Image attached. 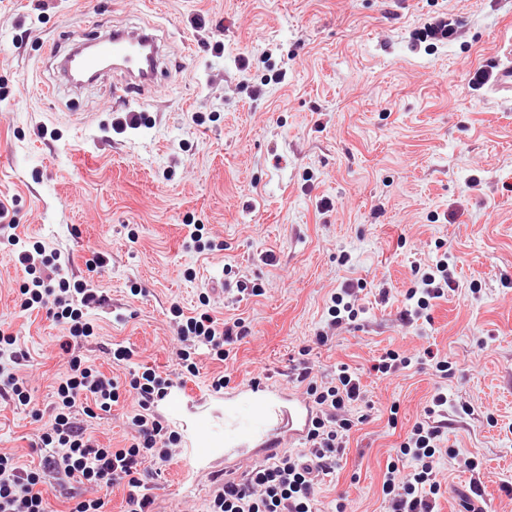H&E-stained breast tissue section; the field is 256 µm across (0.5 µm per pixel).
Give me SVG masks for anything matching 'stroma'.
<instances>
[{"label":"stroma","instance_id":"stroma-1","mask_svg":"<svg viewBox=\"0 0 512 512\" xmlns=\"http://www.w3.org/2000/svg\"><path fill=\"white\" fill-rule=\"evenodd\" d=\"M0 0V203L26 243L70 256L71 280L99 288L89 320L88 365L125 377L130 366L172 375L193 408L173 430L204 415L224 441L231 384L287 383L288 359L327 318L331 294L365 282L359 328L312 346L318 373L345 364L369 402L349 435L343 467L324 478L320 512H386L381 486L407 432L436 393L447 405L440 445L439 512H465L477 484L490 512H512V98L474 81L512 37V0ZM462 22L447 43L418 41L431 18ZM224 43L215 56L191 24ZM154 27L162 72L143 95L149 123L117 130L112 93L121 70L74 92L56 68L67 36ZM327 207H320V200ZM205 225L223 250L200 253L187 222ZM16 248L0 237V329L30 355L20 367L30 406L0 405V450L37 465L54 383L67 371L65 334L45 311L21 310ZM107 263L89 270L92 254ZM454 264L456 288L410 326L399 315L411 266ZM261 283L235 300L223 283ZM141 295H131V288ZM389 289L380 302V289ZM241 317L253 334L223 362L202 357L178 375L169 308ZM134 356L115 365L106 346ZM437 352L455 368L442 379L423 362ZM395 350L411 360L393 375L373 369ZM134 410L120 399L89 422L101 445H127ZM232 448L195 463L188 448L154 483L155 512H204L209 476L240 467Z\"/></svg>","mask_w":512,"mask_h":512}]
</instances>
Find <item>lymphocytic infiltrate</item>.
Returning <instances> with one entry per match:
<instances>
[{
	"label": "lymphocytic infiltrate",
	"mask_w": 512,
	"mask_h": 512,
	"mask_svg": "<svg viewBox=\"0 0 512 512\" xmlns=\"http://www.w3.org/2000/svg\"><path fill=\"white\" fill-rule=\"evenodd\" d=\"M17 261L26 274L18 288L20 306L45 310L49 318L65 327L60 350L69 373L57 384L49 429L31 445L38 465H20L13 454L0 451V512H50L48 494L52 491L67 500L68 512H105L100 492L117 486L126 491L125 512H153L151 482L178 454L181 444L180 435L169 430L155 412L169 394L171 378L147 368L132 371L121 381L92 369L78 349L80 341L94 333L87 312L104 303L103 293L84 283H70V258L47 253L44 246L20 250ZM412 274L414 280L405 293L407 306L400 314L406 326L424 316L432 300L446 297L455 288L444 258L432 267L414 266ZM363 288V283L349 282L332 295L330 318L316 334L315 344L326 345L337 330L352 327ZM170 313L180 343L175 361L185 374L198 373L200 350L223 362L251 334L249 323L240 317L222 321L206 310L188 316L176 304ZM15 344V335L1 329L0 353L8 360L0 364V402L27 406L31 395L25 378L16 370L27 355L17 351ZM310 354V347H299L288 367L290 382L304 388L316 409L302 449L277 452L241 476L215 479L207 512H318L321 480L341 467L349 434L359 424L351 409L364 399L366 390L358 375L344 365L318 377ZM123 396L134 404L131 441L116 450L100 446L88 433L86 422L94 410L111 411ZM445 403L443 396H436L424 419L415 423L399 448L401 455L414 463V471L388 466L382 492L389 512H437L443 456L437 442L448 424L434 419L433 414Z\"/></svg>",
	"instance_id": "1"
}]
</instances>
